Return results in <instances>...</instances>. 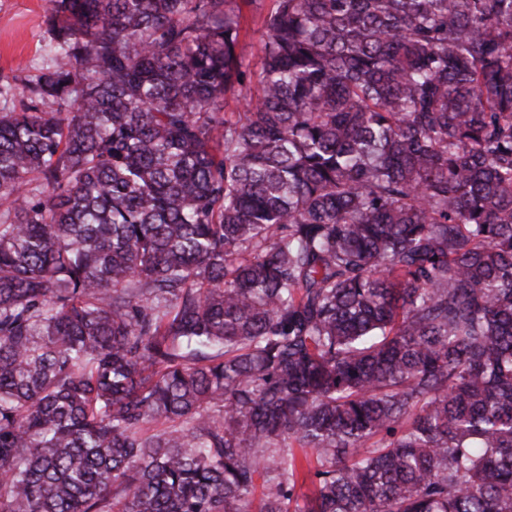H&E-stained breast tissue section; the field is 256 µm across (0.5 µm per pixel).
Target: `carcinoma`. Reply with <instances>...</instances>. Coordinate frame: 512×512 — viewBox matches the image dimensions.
<instances>
[{"label":"carcinoma","instance_id":"cac0c4a2","mask_svg":"<svg viewBox=\"0 0 512 512\" xmlns=\"http://www.w3.org/2000/svg\"><path fill=\"white\" fill-rule=\"evenodd\" d=\"M49 4L0 512H512V0ZM243 13L246 17V35L243 39L248 44L249 59L258 66L262 38L260 13L254 6H243Z\"/></svg>","mask_w":512,"mask_h":512}]
</instances>
